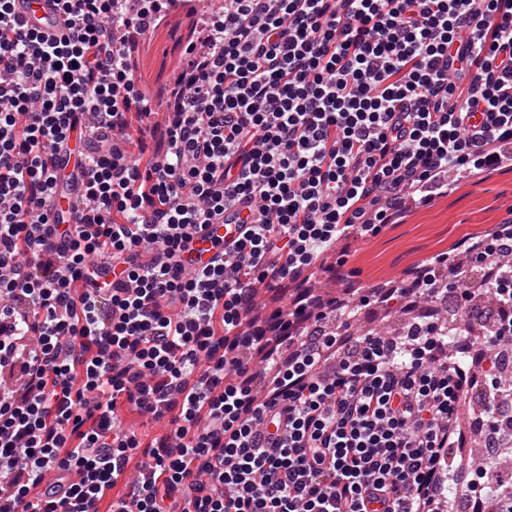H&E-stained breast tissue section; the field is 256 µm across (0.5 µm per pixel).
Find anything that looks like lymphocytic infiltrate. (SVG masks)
<instances>
[{
  "label": "lymphocytic infiltrate",
  "instance_id": "1",
  "mask_svg": "<svg viewBox=\"0 0 512 512\" xmlns=\"http://www.w3.org/2000/svg\"><path fill=\"white\" fill-rule=\"evenodd\" d=\"M55 4L50 37L0 0V512H101L119 484L108 512H448L470 370L447 327L341 338L307 294L274 335L252 326L262 287L377 235L405 193L497 168L512 0H223L195 17L159 116L134 55L170 0ZM74 134L90 149L66 224L50 204ZM238 206L228 255L182 269L192 233ZM463 255L367 297L457 290L494 379L481 443L507 446L512 223ZM495 258L473 293L469 265ZM126 409L162 434L143 442ZM503 469H470L485 503L512 502Z\"/></svg>",
  "mask_w": 512,
  "mask_h": 512
}]
</instances>
